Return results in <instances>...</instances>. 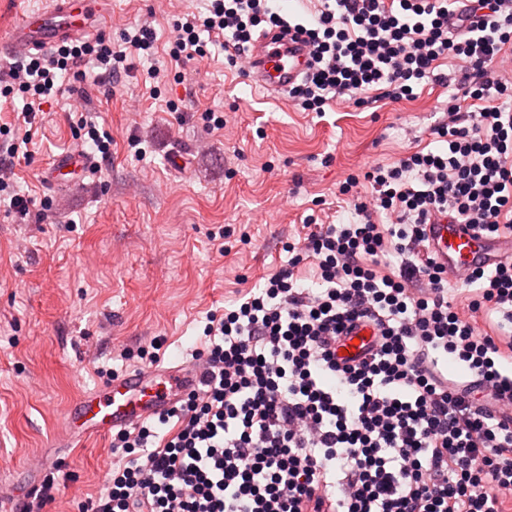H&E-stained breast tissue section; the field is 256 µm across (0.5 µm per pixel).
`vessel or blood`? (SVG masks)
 <instances>
[{"label":"vessel or blood","mask_w":512,"mask_h":512,"mask_svg":"<svg viewBox=\"0 0 512 512\" xmlns=\"http://www.w3.org/2000/svg\"><path fill=\"white\" fill-rule=\"evenodd\" d=\"M103 9L99 0H45L44 6L27 12L12 25L8 36L0 40V56L45 51L63 42L93 37L98 29L87 23L86 17L90 11ZM309 60L310 48L303 40L280 36L274 30L254 41L248 65L260 87L285 93L304 78ZM93 164L89 155L76 151L56 158L53 169L68 175ZM427 235L432 254L454 274L512 260V236L482 239L469 225L444 217L431 219ZM372 336L370 327H358L342 347L349 356H359L371 344ZM199 376V370L192 366L173 364L130 373L112 380L106 391L83 394L67 419L71 442L140 423L169 406Z\"/></svg>","instance_id":"vessel-or-blood-1"}]
</instances>
